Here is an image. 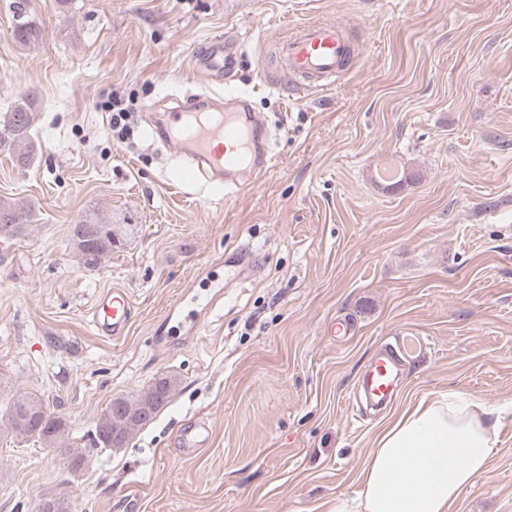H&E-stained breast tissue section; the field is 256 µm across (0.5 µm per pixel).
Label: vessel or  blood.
Segmentation results:
<instances>
[{"instance_id":"b4317fda","label":"vessel or blood","mask_w":512,"mask_h":512,"mask_svg":"<svg viewBox=\"0 0 512 512\" xmlns=\"http://www.w3.org/2000/svg\"><path fill=\"white\" fill-rule=\"evenodd\" d=\"M352 53L345 26L318 20L289 28L275 56L280 78L289 91L300 93L333 87ZM241 54L240 44L217 38L197 53L193 67L201 81L217 77L228 85ZM149 125L153 138L169 149L178 164L172 183L181 190L202 185L229 196L258 182L274 164L272 130L241 95L208 90L177 99L165 111L154 113ZM132 310L124 290L104 291L93 312L97 333L115 340L126 336ZM429 348L424 337H415L408 348L402 334H395L393 343L377 351L360 378L359 396L374 410L387 409L398 396L404 361Z\"/></svg>"}]
</instances>
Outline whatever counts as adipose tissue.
Here are the masks:
<instances>
[{"label":"adipose tissue","mask_w":512,"mask_h":512,"mask_svg":"<svg viewBox=\"0 0 512 512\" xmlns=\"http://www.w3.org/2000/svg\"><path fill=\"white\" fill-rule=\"evenodd\" d=\"M497 445L495 409L452 388L422 397L384 424L357 490L332 512H450Z\"/></svg>","instance_id":"1"}]
</instances>
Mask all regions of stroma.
<instances>
[{"mask_svg": "<svg viewBox=\"0 0 512 512\" xmlns=\"http://www.w3.org/2000/svg\"><path fill=\"white\" fill-rule=\"evenodd\" d=\"M7 3L0 113L33 93L37 155L24 169L0 155V202L33 205L0 242V418L27 391L69 430L61 448L0 435V512L58 497L78 512H330L387 420L347 401L398 330L433 350L407 362L397 407L454 387L502 409L487 472L451 512H512V0H36L27 45ZM317 18L350 24L359 55L334 88L254 94L278 128L274 166L226 200L174 189L142 125L201 90L193 55L240 42L251 86L276 72L282 29ZM386 167L415 184L390 189ZM79 221L126 227L97 269L70 245ZM242 246L255 269L214 299ZM112 288L134 309L116 341L91 323ZM177 301L197 335L169 319ZM164 374L179 382L168 406L125 447H92L110 400ZM194 420L212 432L189 454L176 436Z\"/></svg>", "mask_w": 512, "mask_h": 512, "instance_id": "stroma-1", "label": "stroma"}]
</instances>
